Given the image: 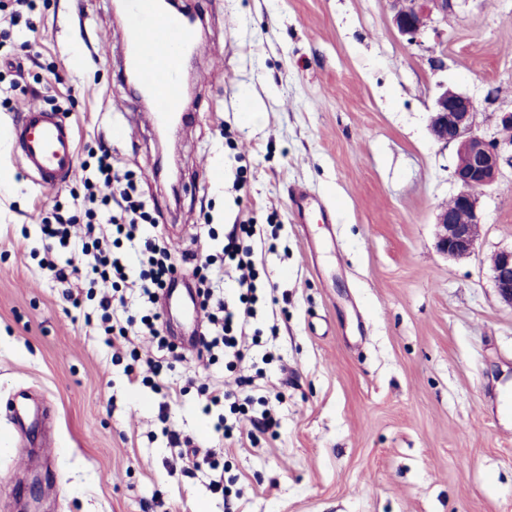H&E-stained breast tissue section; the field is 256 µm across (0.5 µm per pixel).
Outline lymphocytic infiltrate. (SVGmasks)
<instances>
[{
    "mask_svg": "<svg viewBox=\"0 0 512 512\" xmlns=\"http://www.w3.org/2000/svg\"><path fill=\"white\" fill-rule=\"evenodd\" d=\"M89 201L100 202L104 214L85 209L83 215H56L54 223L43 225L42 232L63 249H78L79 261L58 265L49 259L45 267L59 281L83 274L96 275L112 286L132 284L147 303H155L173 274L189 264L197 279L200 306L206 311L213 332L203 337L200 354L210 355L223 350L225 355L243 362L251 345L259 344L261 330L253 326L256 318L255 236L253 224L232 225L224 237L220 261L238 272V297L229 300L214 293L207 274L197 264L192 252L173 259L168 242L160 233L151 215L133 195V182H122L112 171V156L100 150L92 175L85 180ZM134 244L139 270L130 274L125 257L119 253L121 241Z\"/></svg>",
    "mask_w": 512,
    "mask_h": 512,
    "instance_id": "obj_1",
    "label": "lymphocytic infiltrate"
}]
</instances>
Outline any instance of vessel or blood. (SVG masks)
<instances>
[{
  "label": "vessel or blood",
  "instance_id": "obj_1",
  "mask_svg": "<svg viewBox=\"0 0 512 512\" xmlns=\"http://www.w3.org/2000/svg\"><path fill=\"white\" fill-rule=\"evenodd\" d=\"M120 39L130 68L155 102L149 122L157 127L173 125L183 109L181 58L194 45L195 31L181 16L161 9L158 0H127ZM11 138L26 169L43 190L58 189L74 171L73 127L56 112L28 108L13 126ZM165 294L166 308L179 310L190 321H197L198 308L184 280L174 278L172 288L166 289Z\"/></svg>",
  "mask_w": 512,
  "mask_h": 512
}]
</instances>
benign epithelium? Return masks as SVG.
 Instances as JSON below:
<instances>
[{
	"label": "benign epithelium",
	"instance_id": "7a95c632",
	"mask_svg": "<svg viewBox=\"0 0 512 512\" xmlns=\"http://www.w3.org/2000/svg\"><path fill=\"white\" fill-rule=\"evenodd\" d=\"M394 24L398 32L415 39L433 17L448 18L455 0H396ZM477 107L468 95L446 86L431 108L429 131L434 140L456 148L451 172L459 191L436 215L437 248L452 259L470 256L481 235L480 197L495 185L502 166L512 167V139L487 138L477 131ZM492 277L500 300L512 305V249L492 259Z\"/></svg>",
	"mask_w": 512,
	"mask_h": 512
}]
</instances>
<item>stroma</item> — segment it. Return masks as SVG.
Returning a JSON list of instances; mask_svg holds the SVG:
<instances>
[{"label": "stroma", "instance_id": "obj_1", "mask_svg": "<svg viewBox=\"0 0 512 512\" xmlns=\"http://www.w3.org/2000/svg\"><path fill=\"white\" fill-rule=\"evenodd\" d=\"M186 4L202 20L182 60L188 120L161 139L120 70L113 0H0V512H512V307L491 272L512 247V168L481 198L473 254L447 258L435 217L458 190L456 154L428 133L445 84L475 100L480 134L504 138L512 0H456L416 43L393 0ZM33 106L76 133L75 171L51 194L12 146L14 115ZM101 146L174 248L217 254L246 219L271 235L257 258L265 334L236 370L163 352L176 393L130 382L102 283L40 268L41 227L83 209ZM295 186L333 223H300ZM258 368L246 416L226 415L218 438L208 390ZM267 407L272 434L251 424ZM195 454L210 461L191 471ZM35 475L36 502L21 489Z\"/></svg>", "mask_w": 512, "mask_h": 512}]
</instances>
